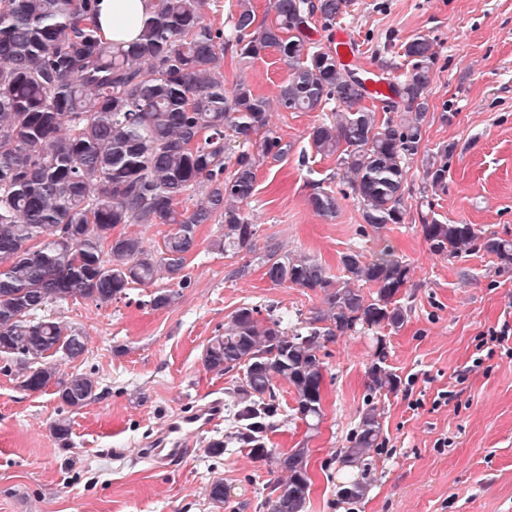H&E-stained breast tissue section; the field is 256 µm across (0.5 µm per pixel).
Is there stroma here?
Returning a JSON list of instances; mask_svg holds the SVG:
<instances>
[{"label": "stroma", "mask_w": 512, "mask_h": 512, "mask_svg": "<svg viewBox=\"0 0 512 512\" xmlns=\"http://www.w3.org/2000/svg\"><path fill=\"white\" fill-rule=\"evenodd\" d=\"M343 22L365 67L397 82L412 68L404 44L417 36L432 42L423 144H448L453 152L435 189L424 188L421 161H410L415 190L404 199L405 221L380 234L411 267V312L385 337L398 390L367 388L377 358L372 337H338L327 347L318 430L291 419L271 429L268 445L281 454L309 448L313 486L305 512H512V358L499 348L475 360L484 334L512 323V266L480 252L436 254L420 231L422 212L431 210L441 221L512 239V0H352ZM285 74L273 52L246 63L229 58L225 88L243 80L272 99ZM322 117L272 108L270 125L291 150L259 168L245 211L258 227V245L305 252L336 275L361 216L350 196L339 197L330 220L308 205L314 184L337 172L332 156L299 161L305 132ZM217 233L214 224L198 227L199 248L186 267L192 285L167 309L148 306L152 289L141 285L107 306L78 299L56 308V317L84 332L89 349L82 364L56 358L59 373L81 369L100 382L99 397L70 413L69 444L50 431L61 411L55 387L31 393L0 372V512H266L268 465L245 448L218 457L207 451L227 424L191 436L182 459L169 466L143 452L172 418L228 398L232 375L208 371L202 356L239 307L306 314L320 304L313 292L272 285L242 256L209 252ZM448 390L454 398L437 403ZM370 402L382 413V441L371 452V486L351 510L338 500L346 473L333 458ZM217 477L230 489V506L209 500Z\"/></svg>", "instance_id": "1"}]
</instances>
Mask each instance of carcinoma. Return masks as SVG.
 I'll return each mask as SVG.
<instances>
[{
  "label": "carcinoma",
  "mask_w": 512,
  "mask_h": 512,
  "mask_svg": "<svg viewBox=\"0 0 512 512\" xmlns=\"http://www.w3.org/2000/svg\"><path fill=\"white\" fill-rule=\"evenodd\" d=\"M151 4L153 17L140 37L114 45L100 36L98 0H0V369L16 373L32 393L52 383L62 406L81 409L97 398L99 382L86 372L60 378L51 358L84 361L87 337L58 321L50 306L78 298L102 306L127 297L133 284L159 279L189 288L185 269L198 248L197 227L218 224L210 250L251 254L271 284L321 295V306L296 322L271 306L239 308L203 355L207 370L239 379L229 409L232 431L211 441L209 454L242 446L274 463L288 478L268 485L267 512H305L310 449L277 454L267 447L268 432L290 415L318 429L325 349L348 333L403 327L411 268L388 245L353 244L340 255L339 277L304 253L257 251V225L244 206L259 167L282 160L291 145L269 127V102L248 83L239 80L226 94L224 51L231 47L241 60L277 53L287 77L276 102L286 112L342 108L310 127L306 139L315 154L336 157L347 189L318 186L308 204L331 219L336 194L353 196L361 232L372 239L404 221L406 163L420 152L429 116L432 44L417 36L405 45L413 64L395 90L401 116L381 120L363 105L364 81L309 35L314 16L330 25L347 15L349 0H273L268 21L258 20L252 0H237L230 38L207 22L205 0ZM450 153L441 144L423 158L427 184L446 179ZM188 199L193 209L180 208ZM127 224L171 229L154 253L142 237L117 232ZM421 232L440 255L481 250L512 265V239L473 224L430 216ZM366 285L373 288L368 295ZM178 296L158 288L148 305L166 309ZM367 378L372 392L400 384L381 359ZM279 380L294 392L289 414ZM51 432L68 443L69 417L56 418ZM381 435V413L369 403L348 445L336 452L340 466L361 469V479L338 490L341 502L363 499L371 478L366 458ZM229 495L224 480L210 484L214 504Z\"/></svg>",
  "instance_id": "1"
}]
</instances>
